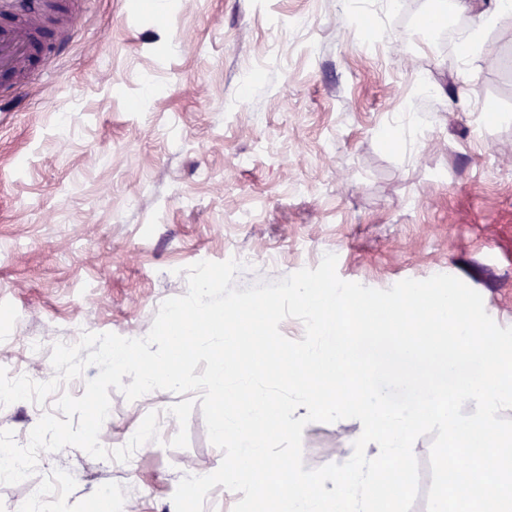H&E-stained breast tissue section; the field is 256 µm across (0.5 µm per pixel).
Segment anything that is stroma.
Returning a JSON list of instances; mask_svg holds the SVG:
<instances>
[{
    "label": "stroma",
    "mask_w": 512,
    "mask_h": 512,
    "mask_svg": "<svg viewBox=\"0 0 512 512\" xmlns=\"http://www.w3.org/2000/svg\"><path fill=\"white\" fill-rule=\"evenodd\" d=\"M68 2L58 52L26 86L0 76V367L48 381L67 336L145 337L187 267L237 252L241 289L332 253L376 289L456 276L512 326V13L464 60L448 32L486 0H402L369 28L376 0ZM109 395L103 447L152 411L157 439L127 463L40 452L0 512L49 488L50 512H84L105 487L117 512H175L180 480L222 460L198 407L170 447L180 395ZM56 402L0 407V430L26 444ZM340 444L308 424L305 468Z\"/></svg>",
    "instance_id": "stroma-1"
}]
</instances>
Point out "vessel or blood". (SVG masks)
<instances>
[{
  "instance_id": "1",
  "label": "vessel or blood",
  "mask_w": 512,
  "mask_h": 512,
  "mask_svg": "<svg viewBox=\"0 0 512 512\" xmlns=\"http://www.w3.org/2000/svg\"><path fill=\"white\" fill-rule=\"evenodd\" d=\"M0 25V70L15 71L27 61L45 58L55 50L42 31V15L33 0H7Z\"/></svg>"
}]
</instances>
